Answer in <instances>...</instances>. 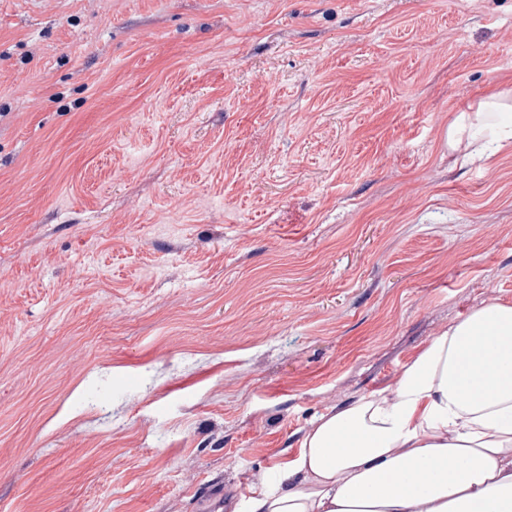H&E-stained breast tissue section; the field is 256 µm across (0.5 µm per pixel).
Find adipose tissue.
<instances>
[{"instance_id":"1","label":"adipose tissue","mask_w":512,"mask_h":512,"mask_svg":"<svg viewBox=\"0 0 512 512\" xmlns=\"http://www.w3.org/2000/svg\"><path fill=\"white\" fill-rule=\"evenodd\" d=\"M512 147V94L448 124V149ZM248 512H512V303L452 320L391 391L320 415L299 455Z\"/></svg>"}]
</instances>
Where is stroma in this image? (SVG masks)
<instances>
[{
  "instance_id": "obj_1",
  "label": "stroma",
  "mask_w": 512,
  "mask_h": 512,
  "mask_svg": "<svg viewBox=\"0 0 512 512\" xmlns=\"http://www.w3.org/2000/svg\"><path fill=\"white\" fill-rule=\"evenodd\" d=\"M508 87L512 0H0V512H246L512 302ZM512 89L502 90L478 102L448 123V149L469 160L487 161L512 147Z\"/></svg>"
}]
</instances>
